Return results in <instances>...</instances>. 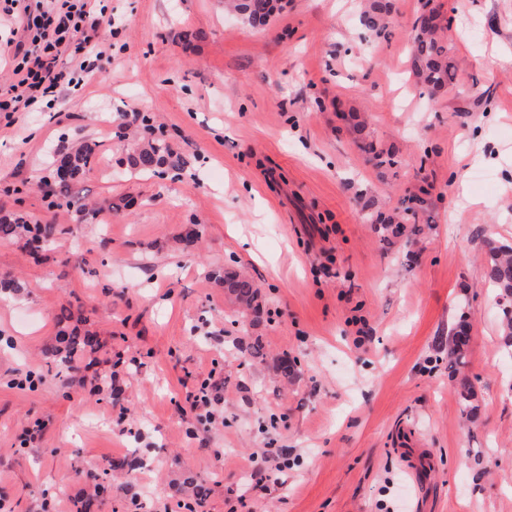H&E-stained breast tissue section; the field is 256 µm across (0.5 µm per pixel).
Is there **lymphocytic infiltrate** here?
<instances>
[{
  "label": "lymphocytic infiltrate",
  "mask_w": 512,
  "mask_h": 512,
  "mask_svg": "<svg viewBox=\"0 0 512 512\" xmlns=\"http://www.w3.org/2000/svg\"><path fill=\"white\" fill-rule=\"evenodd\" d=\"M2 13L21 19L22 34L0 43L13 74L0 84V112L52 103L112 63V45L99 33L105 0H0Z\"/></svg>",
  "instance_id": "1"
}]
</instances>
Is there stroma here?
I'll list each match as a JSON object with an SVG mask.
<instances>
[{"mask_svg": "<svg viewBox=\"0 0 512 512\" xmlns=\"http://www.w3.org/2000/svg\"><path fill=\"white\" fill-rule=\"evenodd\" d=\"M392 3L378 37L358 0H288L259 31L224 0H109V70L55 111L0 114V216L60 229L36 253L0 237L13 512H77L134 454L133 482L110 480L97 512L134 496L140 512H180L187 475L207 490L199 512H512V353L485 278L487 239L512 244V0H433L462 62L434 100L408 75L422 0ZM134 109L181 155L177 176L130 170L137 141L114 131ZM84 140L98 145L77 185L86 209L50 206L51 153ZM382 149L397 166H376ZM409 205L403 234L376 224ZM227 269L259 287L260 314L238 316ZM73 327L99 343L92 370L49 354ZM95 372L120 398L93 389ZM207 378L223 386L212 422L185 403ZM271 444L294 463L257 480L249 459ZM407 448L429 455L425 478Z\"/></svg>", "mask_w": 512, "mask_h": 512, "instance_id": "obj_1", "label": "stroma"}]
</instances>
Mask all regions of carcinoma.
Wrapping results in <instances>:
<instances>
[{
  "instance_id": "carcinoma-1",
  "label": "carcinoma",
  "mask_w": 512,
  "mask_h": 512,
  "mask_svg": "<svg viewBox=\"0 0 512 512\" xmlns=\"http://www.w3.org/2000/svg\"><path fill=\"white\" fill-rule=\"evenodd\" d=\"M225 7L244 24L261 29L282 11L283 0H225ZM391 12V0H367L359 20L365 29L381 36L387 30V17ZM442 31L439 14L432 9L427 16L419 15L411 35L410 78L421 94L430 97L455 87L458 82L459 62L449 47L448 39L441 36ZM96 155V145L88 142L58 154L56 162L65 165L69 175L46 184L47 197L62 198L69 205L78 204L74 185L94 163ZM131 165L144 173L163 175L169 170L180 169L181 160L165 139L151 136L143 147L135 151ZM28 224L30 219L20 213L1 216L0 236L18 235ZM490 251L486 277L496 295L503 299L505 345L512 348V245L493 246ZM221 284L234 304L252 313L261 310V294L250 278L235 270H226ZM96 345L97 341L92 336H65L49 354L57 357L64 353L73 361L83 357L86 350L95 349Z\"/></svg>"
}]
</instances>
